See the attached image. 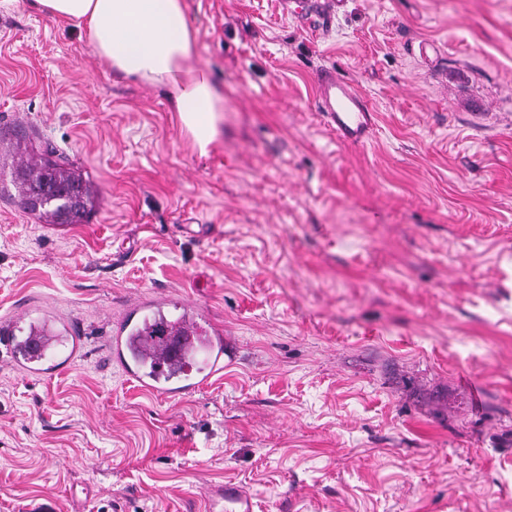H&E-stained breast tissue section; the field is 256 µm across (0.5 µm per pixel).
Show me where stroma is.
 Instances as JSON below:
<instances>
[{
	"mask_svg": "<svg viewBox=\"0 0 512 512\" xmlns=\"http://www.w3.org/2000/svg\"><path fill=\"white\" fill-rule=\"evenodd\" d=\"M224 90L200 154L160 90L34 0L0 4V146L99 189L52 230L0 174V318L83 338L56 374L0 362V512H512V0H344L320 39L282 0H188ZM333 68L364 145L314 107ZM192 304L224 375L146 394L105 345L127 305ZM315 107L341 142L363 145L370 139L375 110L369 98L335 70L321 73ZM213 505L223 503L225 512H251L249 497L245 496L240 489L225 485L213 489L210 492Z\"/></svg>",
	"mask_w": 512,
	"mask_h": 512,
	"instance_id": "1",
	"label": "stroma"
}]
</instances>
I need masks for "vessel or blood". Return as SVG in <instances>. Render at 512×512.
Masks as SVG:
<instances>
[{"label":"vessel or blood","instance_id":"vessel-or-blood-1","mask_svg":"<svg viewBox=\"0 0 512 512\" xmlns=\"http://www.w3.org/2000/svg\"><path fill=\"white\" fill-rule=\"evenodd\" d=\"M341 2L302 0L297 16L307 30L326 35L332 30ZM315 107L341 142H368L375 127V110L368 97L336 71L321 73ZM164 306L161 298L129 306L124 313V329L110 337L108 349L139 388L176 398L222 377L226 350L222 333L205 331L183 318L176 319V330L165 348L155 351L139 344L134 335L137 322H148L150 313L162 312ZM21 321L18 315L0 320V352L24 375L46 376L53 368L46 355L59 345L60 339L37 330L26 344H19L16 331ZM210 498L212 503L222 504L224 512H251L249 497L238 488L213 489Z\"/></svg>","mask_w":512,"mask_h":512}]
</instances>
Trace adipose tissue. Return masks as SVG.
I'll list each match as a JSON object with an SVG mask.
<instances>
[{"label": "adipose tissue", "instance_id": "adipose-tissue-1", "mask_svg": "<svg viewBox=\"0 0 512 512\" xmlns=\"http://www.w3.org/2000/svg\"><path fill=\"white\" fill-rule=\"evenodd\" d=\"M57 21L83 32L122 77L163 90L200 153L224 115V92L197 66L198 38L187 0H36Z\"/></svg>", "mask_w": 512, "mask_h": 512}]
</instances>
